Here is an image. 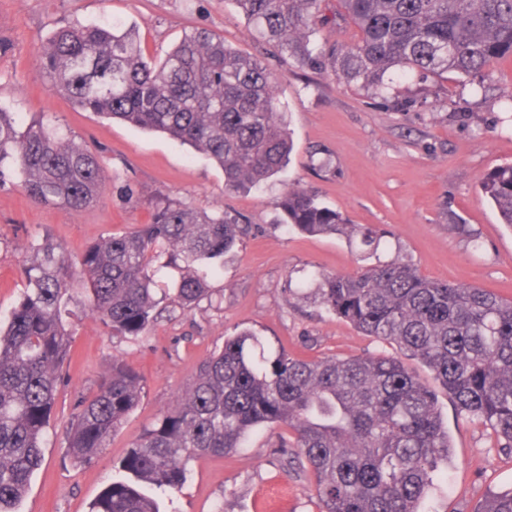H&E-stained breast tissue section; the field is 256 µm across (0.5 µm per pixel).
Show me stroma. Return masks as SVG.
<instances>
[{
	"label": "stroma",
	"instance_id": "obj_1",
	"mask_svg": "<svg viewBox=\"0 0 512 512\" xmlns=\"http://www.w3.org/2000/svg\"><path fill=\"white\" fill-rule=\"evenodd\" d=\"M121 19L135 26L147 57L160 59L185 31L206 28L275 78L293 151L283 172L259 188L228 192L208 157L166 134L111 121L50 92L38 48L57 28ZM0 107L22 122L62 128L100 155L106 180L96 202L70 211L29 199L0 182V317L23 286L31 242L51 236L69 257L89 244L149 223L157 204L221 211L247 232L212 282L214 294L192 310L167 307L143 336H109L96 318L78 315L76 355L50 421L44 463L20 512H88L111 484L120 460L161 412L173 408L198 363L224 339L249 329L293 356L397 355L329 312L308 281L312 271L353 275L380 262L412 266L430 280L477 285L512 298V229L480 192L488 171L512 162V58L491 63L481 82L453 72L394 77L376 94L331 71L299 65L261 42L234 0H0ZM298 186L349 223L381 232L379 245L358 236L307 235L287 229L276 201ZM134 197H126V189ZM144 376L141 399L92 464L74 465L66 431L75 400L92 393L113 363ZM453 444L448 489L430 512H481L491 493L512 490V451L489 428L460 416L439 393ZM280 428L265 427L249 447L190 462L182 492L163 512H319L314 477L299 474Z\"/></svg>",
	"mask_w": 512,
	"mask_h": 512
}]
</instances>
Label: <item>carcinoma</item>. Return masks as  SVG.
<instances>
[{
    "instance_id": "1",
    "label": "carcinoma",
    "mask_w": 512,
    "mask_h": 512,
    "mask_svg": "<svg viewBox=\"0 0 512 512\" xmlns=\"http://www.w3.org/2000/svg\"><path fill=\"white\" fill-rule=\"evenodd\" d=\"M258 36L299 64L326 69L377 93L412 71L472 78L512 57V0H340L360 39L338 52L316 42L328 24L322 0H234ZM49 85L84 111L167 134L204 153L224 188L267 183L292 144L274 77L207 30L186 34L163 59L146 57L135 27L114 20L56 29L41 47ZM10 169L35 202L69 210L93 204L105 183L99 155L40 120L25 128L0 109V177ZM500 223L512 229V164L481 179ZM286 226L310 235L346 220L307 190L280 196ZM241 228L222 212L166 201L152 222L90 244L70 261L44 237L31 245L23 288L0 325V512H18L44 448L62 369L75 332L65 315L79 280L89 315L108 333L135 338L161 315L154 262L169 254L178 277L163 289L190 310L211 296ZM321 303L366 336L396 344L428 367L458 411L483 420L512 449V299L478 286L436 282L395 261L355 275L320 276ZM143 378L112 364L76 403L68 432L76 464L95 461L138 405ZM285 426L298 469L316 480L320 512H425L434 478L452 452L438 396L398 358L304 359L244 330L197 367L178 407L145 430L116 479L89 512H160L157 493L176 494L191 460L247 446L262 427ZM480 512H512V490Z\"/></svg>"
}]
</instances>
